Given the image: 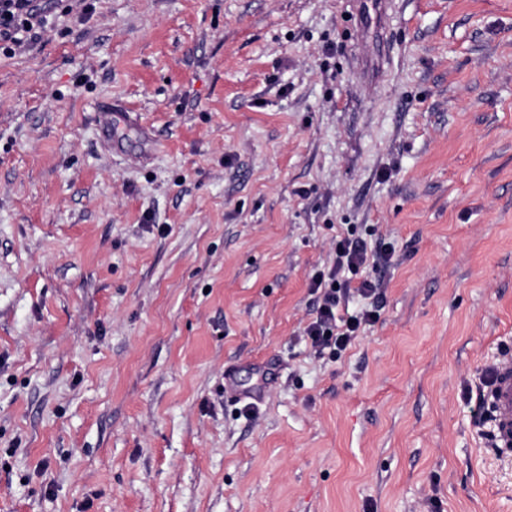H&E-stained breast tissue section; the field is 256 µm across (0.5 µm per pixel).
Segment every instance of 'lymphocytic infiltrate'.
Wrapping results in <instances>:
<instances>
[{"label":"lymphocytic infiltrate","instance_id":"lymphocytic-infiltrate-1","mask_svg":"<svg viewBox=\"0 0 512 512\" xmlns=\"http://www.w3.org/2000/svg\"><path fill=\"white\" fill-rule=\"evenodd\" d=\"M53 10V0H0V54L28 48L35 30L46 27ZM375 234L371 228L362 235L353 227L336 234L332 264L311 277L315 310L304 336L317 356L339 359L365 327L380 318L382 295L376 273L391 261L394 247L381 240L369 245ZM354 296L367 305L352 315L346 305Z\"/></svg>","mask_w":512,"mask_h":512}]
</instances>
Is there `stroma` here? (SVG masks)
<instances>
[{
  "label": "stroma",
  "mask_w": 512,
  "mask_h": 512,
  "mask_svg": "<svg viewBox=\"0 0 512 512\" xmlns=\"http://www.w3.org/2000/svg\"><path fill=\"white\" fill-rule=\"evenodd\" d=\"M69 2L0 56V512H512L471 399L512 348V0H392L376 79L361 0ZM351 225L395 254L333 362ZM332 244V264L311 277L310 288L316 295L315 316L304 328V336L317 356L328 355L336 361L366 326L379 320L382 295L373 273L391 261L395 250L382 239H377L372 249L367 238L353 226L336 234ZM354 296L370 302L358 314L349 315L346 304Z\"/></svg>",
  "instance_id": "35a3bbf8"
}]
</instances>
